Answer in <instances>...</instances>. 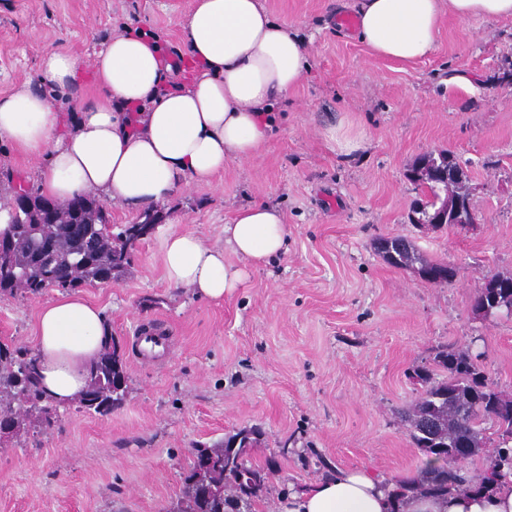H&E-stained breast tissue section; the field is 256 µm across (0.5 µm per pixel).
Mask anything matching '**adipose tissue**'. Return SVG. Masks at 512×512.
Instances as JSON below:
<instances>
[{
    "instance_id": "ef3b65f1",
    "label": "adipose tissue",
    "mask_w": 512,
    "mask_h": 512,
    "mask_svg": "<svg viewBox=\"0 0 512 512\" xmlns=\"http://www.w3.org/2000/svg\"><path fill=\"white\" fill-rule=\"evenodd\" d=\"M356 10L358 39L378 58L412 62L436 49L444 15L460 20L512 19V0H336ZM185 75L168 85L163 47L141 30L116 34L92 63L65 52L42 59L40 85L22 83L0 96V140L45 160L41 191L64 201L90 192L131 208L164 202L178 187L207 186L233 160L248 159L272 130L275 103L300 84L308 67L306 44L271 15L262 0H194L179 23ZM89 72L94 100L76 117L56 111L46 88L67 90ZM225 248L205 245L191 232L165 238L168 282L198 297L220 300L244 282L245 267L229 263L232 250L247 265L284 253L288 226L276 206L240 207L224 229ZM110 328L100 308L78 295L41 307L34 342L40 388L58 406L70 404ZM491 486L479 494L437 500L400 495L395 479L371 469L333 468L321 479L289 490L279 512H512V468L485 464Z\"/></svg>"
}]
</instances>
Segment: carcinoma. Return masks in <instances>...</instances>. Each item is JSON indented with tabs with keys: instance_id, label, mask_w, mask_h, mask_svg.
I'll use <instances>...</instances> for the list:
<instances>
[{
	"instance_id": "1",
	"label": "carcinoma",
	"mask_w": 512,
	"mask_h": 512,
	"mask_svg": "<svg viewBox=\"0 0 512 512\" xmlns=\"http://www.w3.org/2000/svg\"><path fill=\"white\" fill-rule=\"evenodd\" d=\"M434 174L425 185L428 200L414 206L412 221L422 226L434 216L444 195L468 201L461 191L462 169L457 157L442 151L429 158ZM106 213L94 196L77 202L52 201L47 221L30 223L27 214H16L7 236L12 246V265L22 270L14 277L0 268V295H38L49 288L73 289L84 285L108 284L123 277L131 267L137 244L149 232L135 224H114L106 235L98 234ZM378 250L396 268L417 266L418 275L430 284H449L456 268L444 261L422 257L415 245L403 236L380 238ZM473 304L488 306L486 316L512 312V288H479ZM420 391L415 400L401 409L409 438L426 461L416 475L399 481L403 491L444 499L452 492H472L485 488L489 478L468 475L466 465L485 449L484 428L489 420L500 442L498 459L512 466V412L498 406H512L489 381L479 356L467 349L443 347L432 363L416 368ZM37 358L28 349L0 342V434L20 439L28 434L30 418L38 415L42 425L53 427L58 406L38 386ZM127 380L125 364L116 341L105 345L90 369L87 385L78 396L80 406L107 415L122 405L125 394L116 392V383ZM262 431L242 428L224 436L212 446L194 449L193 460L184 477L181 493L171 512H256L267 493V475L272 464L260 467L247 459V451L261 444Z\"/></svg>"
}]
</instances>
